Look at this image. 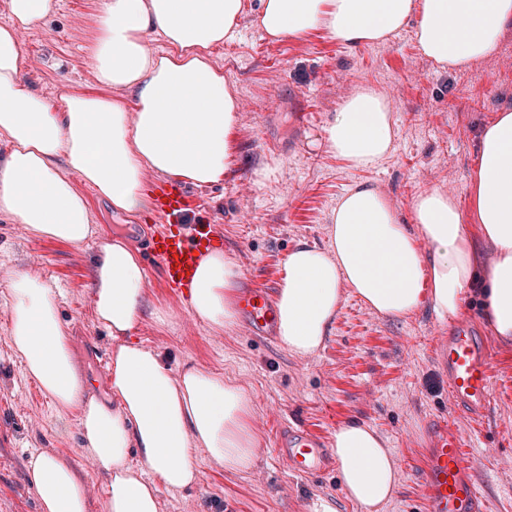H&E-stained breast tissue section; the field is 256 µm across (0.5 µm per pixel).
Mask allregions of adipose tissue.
<instances>
[{
	"label": "adipose tissue",
	"mask_w": 512,
	"mask_h": 512,
	"mask_svg": "<svg viewBox=\"0 0 512 512\" xmlns=\"http://www.w3.org/2000/svg\"><path fill=\"white\" fill-rule=\"evenodd\" d=\"M0 2L12 19L0 27V137L11 145L0 159V214L77 248L94 233L81 185L135 214L150 206L148 175L198 187L223 181L241 104L211 56L235 38L243 17L275 43L321 33L347 47L386 41L411 25L421 53L446 70L491 54L512 25V0H98L84 47L95 89L65 92L55 105L22 75V34L46 22L55 0ZM155 34L168 51L148 48ZM395 136L387 97L361 84L329 119L323 143L364 169L386 158ZM467 195L464 209L447 191H426L407 222L376 186L349 189L331 213L327 246H298L286 260L276 299L281 343L313 354L346 286L377 314L407 315L426 301L443 319L459 318L477 289L495 335L512 340V105L481 132ZM480 243L492 252L484 265L476 261ZM91 276L96 319L118 342L110 404L89 397L40 273L11 271L0 295L25 376L50 396L59 419L77 417L80 451L107 478L108 512H160V488L195 484L201 449L226 470H251L259 438L245 390L198 367L173 372L158 351L132 342L147 281L138 253L103 236ZM240 278L231 255L207 252L188 290L193 318L216 333L234 328ZM333 454L346 496L377 512L397 485L384 441L369 426L346 424ZM27 470L42 512H86L85 486L66 462L35 453Z\"/></svg>",
	"instance_id": "ef3b65f1"
}]
</instances>
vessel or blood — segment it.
Returning a JSON list of instances; mask_svg holds the SVG:
<instances>
[{
    "mask_svg": "<svg viewBox=\"0 0 512 512\" xmlns=\"http://www.w3.org/2000/svg\"><path fill=\"white\" fill-rule=\"evenodd\" d=\"M153 202L168 227L151 235L146 249L171 287H189L201 254L222 241L218 227L193 220L194 199L181 182L157 181ZM240 306L247 330L254 337L274 341L276 314L270 290L245 289ZM439 341V359L448 375L450 402L472 417L483 416L492 400L494 377L488 350L473 325L464 321L449 327ZM430 433L424 466L425 512H485L473 467L463 454L467 434L440 415L431 418ZM277 451L288 469L300 476L318 475L336 467L326 443L305 429L283 426Z\"/></svg>",
    "mask_w": 512,
    "mask_h": 512,
    "instance_id": "1",
    "label": "vessel or blood"
}]
</instances>
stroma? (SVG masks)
<instances>
[{"label": "stroma", "mask_w": 512, "mask_h": 512, "mask_svg": "<svg viewBox=\"0 0 512 512\" xmlns=\"http://www.w3.org/2000/svg\"><path fill=\"white\" fill-rule=\"evenodd\" d=\"M94 3L57 0L49 21L22 36L25 78L50 101L93 82L82 46ZM212 59L236 88L241 112L236 160L223 182L194 188L197 216L218 224L223 249L243 280L274 291L297 245L326 246L329 216L349 188L378 187L406 218L420 193L440 188L463 195L479 132L512 104V28L494 52L459 71L438 69L409 28L350 49L320 34L274 43L247 18ZM360 83L397 103L392 149L368 170L349 167L320 145L329 117ZM265 167L271 175L258 180ZM84 193L95 230L122 235L134 250H143L146 235L163 223L153 210L118 213L92 188ZM95 250V240L76 248L0 215V275L40 272L57 294L79 370L104 379L108 373L99 363L111 358L117 342L93 312ZM147 279L135 341L160 352L172 369L195 365L234 379L254 403L252 425L261 440L255 465L245 473L227 472L199 452L197 484L161 490V512H314L321 501L335 512H365L345 496L338 472L298 476L276 448L281 425L329 441L350 423L372 427L398 461L397 488L378 512H423L422 461L428 424L437 413L469 436L465 455L486 512H512V342L495 336L480 294L467 298L464 314L491 354L496 379L487 413L474 420L448 404V378L435 341L441 320L430 304L406 317L381 316L344 287L319 350L298 356L282 343L251 337L241 324L214 335L188 313L186 291L152 272ZM10 320L0 297V512H41L27 472L34 453L68 462L86 486L88 512H107L105 476L75 454L76 421L60 427L51 399L24 375L9 340Z\"/></svg>", "instance_id": "obj_1"}]
</instances>
